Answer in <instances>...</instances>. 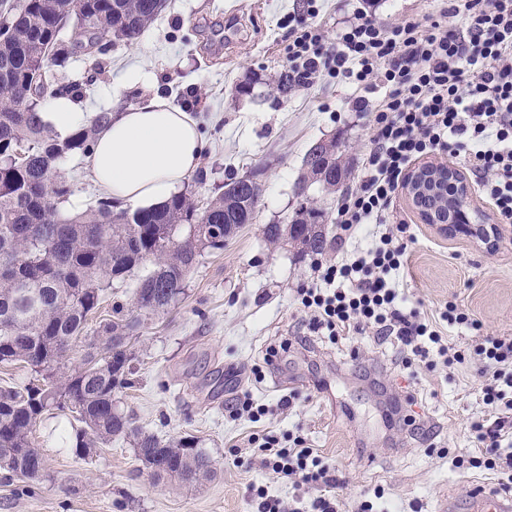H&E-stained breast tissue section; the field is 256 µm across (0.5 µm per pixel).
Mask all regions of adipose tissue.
I'll return each mask as SVG.
<instances>
[{"label":"adipose tissue","mask_w":512,"mask_h":512,"mask_svg":"<svg viewBox=\"0 0 512 512\" xmlns=\"http://www.w3.org/2000/svg\"><path fill=\"white\" fill-rule=\"evenodd\" d=\"M41 118L64 136L85 124L90 115L61 95L45 103ZM203 147L196 119L152 97L113 113L89 156L90 172L114 203L158 209L196 170Z\"/></svg>","instance_id":"1"}]
</instances>
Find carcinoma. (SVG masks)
I'll return each mask as SVG.
<instances>
[{"label":"carcinoma","mask_w":512,"mask_h":512,"mask_svg":"<svg viewBox=\"0 0 512 512\" xmlns=\"http://www.w3.org/2000/svg\"><path fill=\"white\" fill-rule=\"evenodd\" d=\"M0 0V364L23 363L42 381L0 388V471L36 480L45 470L32 433L50 411L78 423L65 438L79 458L114 439L133 442L138 459L157 480L191 484L214 474L211 458L192 437L164 441L144 432L117 405V391L133 386L135 345L142 317L164 313L185 293L188 273L205 254L253 223L261 188L254 176L234 178L200 206L181 193L165 206L130 212L104 199L71 214L61 210L70 186L61 163L91 153L97 133L112 121L99 112L88 126L60 138L41 118L47 97L79 95L58 74L81 49L106 51L105 37L131 42L168 0ZM72 27L81 39L68 42ZM342 143L317 142L304 159L307 174L334 190L348 178ZM323 211L302 206L282 228L267 224L265 240L285 239L303 254L325 246ZM132 304L112 307L96 336L83 335L113 281L145 263ZM82 344L81 363L68 368Z\"/></svg>","instance_id":"cac0c4a2"}]
</instances>
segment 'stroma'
<instances>
[{
	"mask_svg": "<svg viewBox=\"0 0 512 512\" xmlns=\"http://www.w3.org/2000/svg\"><path fill=\"white\" fill-rule=\"evenodd\" d=\"M168 3L136 40L75 54L64 77L82 83L80 103L95 113L156 95L192 112L205 147L183 190L198 201L251 172L261 185L253 223L204 256L168 313L145 317L135 383L116 395L144 431L194 437L217 474L193 487L154 481L126 440L78 459L62 441L71 418L57 412L44 415L32 435L46 459L41 479L0 475V512H254L256 486L287 503L312 498L314 489L286 484L261 466L249 438L267 432L300 433L318 448L336 467L348 512L364 501L376 512H441L451 499L456 512H470L474 486L499 485L497 472L453 463L471 447L470 423L484 412L478 362L448 366L438 357L433 366L407 369L395 348L372 338L295 341L305 330L295 291L316 257L269 244L263 227L288 224L310 200L327 218L321 257H344L334 224L340 192L314 183L301 196L297 183L316 141L341 140L355 173L370 146L369 116L352 111L347 85L319 82L286 96L275 89L288 68V17L303 13V0ZM62 170L71 188L64 209L80 211L101 197L86 158L67 159ZM390 222L411 238L398 276L407 307L432 312L453 302L475 314L484 333L512 335V224L497 242L476 244L421 223L401 195ZM284 337L292 346L267 359ZM244 392L274 414L256 423L233 417ZM288 394L292 405L278 409Z\"/></svg>",
	"mask_w": 512,
	"mask_h": 512,
	"instance_id": "35a3bbf8",
	"label": "stroma"
}]
</instances>
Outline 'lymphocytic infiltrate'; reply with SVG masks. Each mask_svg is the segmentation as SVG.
<instances>
[{
  "label": "lymphocytic infiltrate",
  "mask_w": 512,
  "mask_h": 512,
  "mask_svg": "<svg viewBox=\"0 0 512 512\" xmlns=\"http://www.w3.org/2000/svg\"><path fill=\"white\" fill-rule=\"evenodd\" d=\"M306 6L287 48L289 75L300 84H348L353 111L370 116L371 147L336 211L337 244L358 226L382 229L407 169L437 150L464 157L502 223L511 224L512 0H435L439 18L428 24H388L358 7L337 19L332 40L317 21L318 0ZM407 260V243L382 229L366 253L314 262L311 280L297 290L307 328L333 342L373 332L400 348L407 368L433 353L451 364L477 360L486 410L470 432L481 453L463 452L454 463L512 473V336L482 335L481 322L453 302L435 319L406 309L392 275ZM445 325L478 337L455 348L441 331ZM251 443L279 478L318 488L308 512H340L336 470L306 438L284 446L256 434Z\"/></svg>",
  "instance_id": "1"
}]
</instances>
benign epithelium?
Returning a JSON list of instances; mask_svg holds the SVG:
<instances>
[{"instance_id": "obj_1", "label": "benign epithelium", "mask_w": 512, "mask_h": 512, "mask_svg": "<svg viewBox=\"0 0 512 512\" xmlns=\"http://www.w3.org/2000/svg\"><path fill=\"white\" fill-rule=\"evenodd\" d=\"M441 182L452 188L439 206H419L421 188ZM403 193L418 212L424 224L452 229L455 234L490 243L499 238L500 225L495 217L482 211L475 203L473 189L466 174L446 160H424L410 167L402 187Z\"/></svg>"}]
</instances>
